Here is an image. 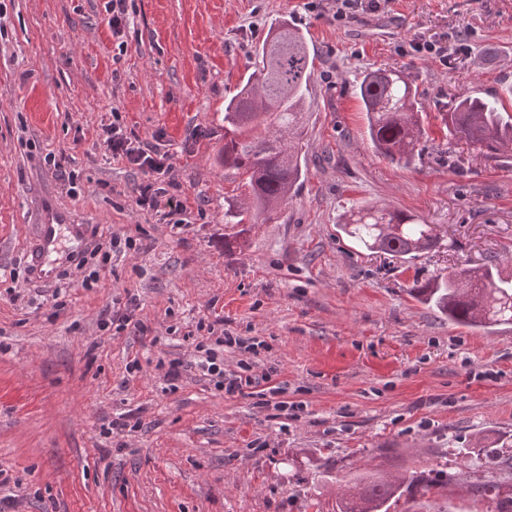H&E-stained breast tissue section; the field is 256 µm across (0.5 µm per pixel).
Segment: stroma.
<instances>
[{
  "label": "stroma",
  "mask_w": 512,
  "mask_h": 512,
  "mask_svg": "<svg viewBox=\"0 0 512 512\" xmlns=\"http://www.w3.org/2000/svg\"><path fill=\"white\" fill-rule=\"evenodd\" d=\"M106 2L0 0L5 512H336L354 479L379 471L418 480L390 512H436L429 477L447 481L449 512H495L463 454L499 448L496 475L512 481V327L451 324L410 289L487 261L512 279V150L486 160L440 120L463 92L512 112V0H380L342 25L331 0L320 14L305 0H130L121 49ZM279 18L315 56L305 180L277 219L228 224L224 205L245 188L220 159L224 102ZM441 38L447 62L406 50ZM378 68L417 89L413 165L370 143L358 86ZM114 107L141 139L162 140L202 219L177 229L136 207L141 175L98 141ZM359 202L423 218L438 246L406 263L357 247L339 223ZM51 207L81 224L78 252L98 234L134 240L101 287L82 288L63 262L48 278L27 272ZM130 300L146 335L102 328ZM218 321L262 342L254 355L225 349V369L255 362L280 400L302 405L297 418L225 397L191 369ZM128 415L138 428L113 429Z\"/></svg>",
  "instance_id": "35a3bbf8"
}]
</instances>
